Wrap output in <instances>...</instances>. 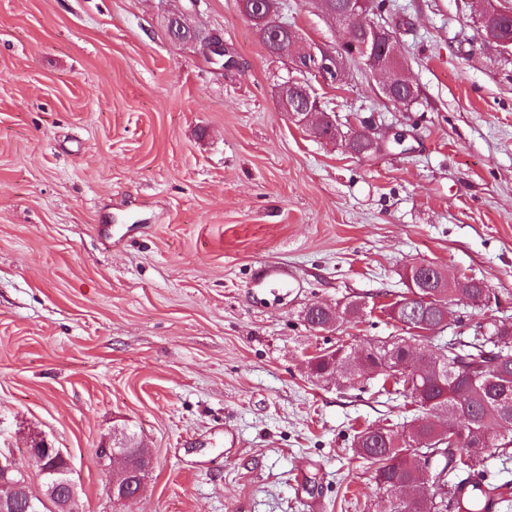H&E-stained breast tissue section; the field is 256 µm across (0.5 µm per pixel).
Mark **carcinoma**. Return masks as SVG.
I'll list each match as a JSON object with an SVG mask.
<instances>
[{"label": "carcinoma", "mask_w": 512, "mask_h": 512, "mask_svg": "<svg viewBox=\"0 0 512 512\" xmlns=\"http://www.w3.org/2000/svg\"><path fill=\"white\" fill-rule=\"evenodd\" d=\"M496 36L512 41V14L493 20ZM487 289L476 279L447 281L441 288H417L401 293L399 306L402 336H389L375 344L381 354L423 352L418 375L401 372L383 376L382 390L410 400L417 413L407 428H367L358 432L354 445L360 459L373 467L374 480L382 490L402 492L398 512H482L487 488L471 478L448 481V472L468 473L472 461L493 448L503 455L512 449V319L491 316L476 325L471 336L439 338L448 327L449 305L462 297L475 306L486 303ZM356 302L339 312L312 304L304 315L309 328L319 330L340 317L355 318ZM388 314V317L395 316ZM356 360L344 345L323 349L309 358L313 375H333L347 381L361 372L349 369ZM437 456L441 467L425 472L428 459ZM471 485L470 495L459 497Z\"/></svg>", "instance_id": "cac0c4a2"}]
</instances>
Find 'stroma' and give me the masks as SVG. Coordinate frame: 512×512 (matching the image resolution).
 I'll list each match as a JSON object with an SVG mask.
<instances>
[{
  "instance_id": "obj_1",
  "label": "stroma",
  "mask_w": 512,
  "mask_h": 512,
  "mask_svg": "<svg viewBox=\"0 0 512 512\" xmlns=\"http://www.w3.org/2000/svg\"><path fill=\"white\" fill-rule=\"evenodd\" d=\"M477 0H390L411 109L345 61L319 86L356 155L282 112L290 74L239 0H0V456L70 460L79 512H385L357 430L410 422L377 379L312 374L319 350L400 330L407 266L477 279L512 316V55ZM224 39L226 66L169 14ZM303 45L343 29L278 0ZM404 134L395 146V134ZM363 305L310 329L311 304ZM128 429L154 465L114 505L96 450ZM512 512V459H477Z\"/></svg>"
}]
</instances>
